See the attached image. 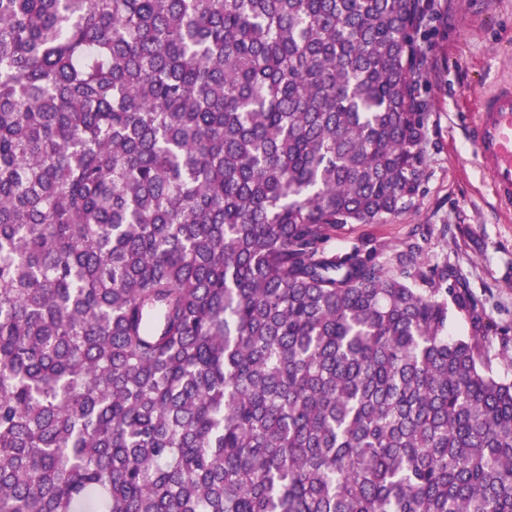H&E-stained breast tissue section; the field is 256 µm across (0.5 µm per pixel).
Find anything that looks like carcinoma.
<instances>
[{"instance_id": "cac0c4a2", "label": "carcinoma", "mask_w": 512, "mask_h": 512, "mask_svg": "<svg viewBox=\"0 0 512 512\" xmlns=\"http://www.w3.org/2000/svg\"><path fill=\"white\" fill-rule=\"evenodd\" d=\"M424 19L0 0V512H512L461 273L325 248L418 190Z\"/></svg>"}]
</instances>
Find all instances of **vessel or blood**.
<instances>
[{"instance_id": "vessel-or-blood-1", "label": "vessel or blood", "mask_w": 512, "mask_h": 512, "mask_svg": "<svg viewBox=\"0 0 512 512\" xmlns=\"http://www.w3.org/2000/svg\"><path fill=\"white\" fill-rule=\"evenodd\" d=\"M476 154L503 210L512 209V82L499 83L480 104L474 130Z\"/></svg>"}]
</instances>
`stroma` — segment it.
Returning a JSON list of instances; mask_svg holds the SVG:
<instances>
[{
    "mask_svg": "<svg viewBox=\"0 0 512 512\" xmlns=\"http://www.w3.org/2000/svg\"><path fill=\"white\" fill-rule=\"evenodd\" d=\"M427 36L415 81L427 116L425 165L416 194L375 224H349L328 250L372 248L382 263L406 243L422 266L447 264L463 275L495 333L489 355L512 378V212L500 210L470 141L482 97L512 79V0H424Z\"/></svg>",
    "mask_w": 512,
    "mask_h": 512,
    "instance_id": "35a3bbf8",
    "label": "stroma"
}]
</instances>
